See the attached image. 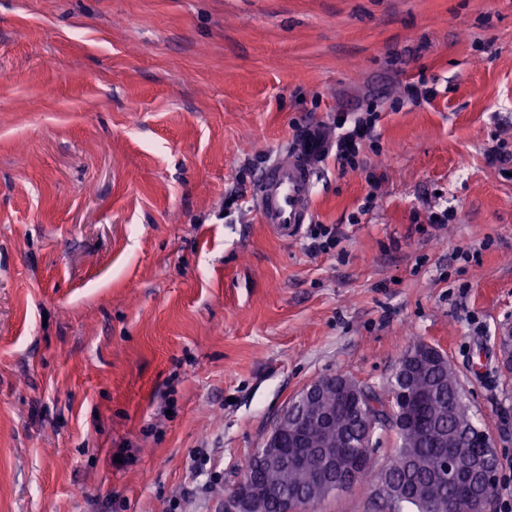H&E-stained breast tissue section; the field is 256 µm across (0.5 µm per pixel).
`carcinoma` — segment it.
<instances>
[{
    "label": "carcinoma",
    "instance_id": "cac0c4a2",
    "mask_svg": "<svg viewBox=\"0 0 512 512\" xmlns=\"http://www.w3.org/2000/svg\"><path fill=\"white\" fill-rule=\"evenodd\" d=\"M407 385L426 392L427 398L410 407L414 424L406 428L387 422L385 408L395 403L392 381L382 386L364 385L366 393L347 403L336 393L327 392L318 402L291 403L290 408L308 423V438L320 443L328 438L332 448L354 454L362 450L364 440L360 415L368 418L375 430L374 440L391 431L395 453L390 463L380 469L376 484L387 481L398 495L386 500L393 512H446L448 499L464 501L469 494L467 474L457 471L448 480L440 469L448 449L481 451L479 427L462 402L457 375L445 355L423 356ZM275 493L266 512H308L333 492L328 485L316 484L305 464L283 463L276 472Z\"/></svg>",
    "mask_w": 512,
    "mask_h": 512
}]
</instances>
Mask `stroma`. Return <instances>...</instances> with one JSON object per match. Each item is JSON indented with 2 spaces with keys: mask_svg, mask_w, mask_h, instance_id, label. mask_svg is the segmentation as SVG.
<instances>
[{
  "mask_svg": "<svg viewBox=\"0 0 512 512\" xmlns=\"http://www.w3.org/2000/svg\"><path fill=\"white\" fill-rule=\"evenodd\" d=\"M371 100L380 152L315 165L336 248L225 210L297 126ZM496 151L512 0H0V512H224L305 385L384 384L416 339L447 354L512 512ZM315 512L387 510L357 485Z\"/></svg>",
  "mask_w": 512,
  "mask_h": 512,
  "instance_id": "stroma-1",
  "label": "stroma"
}]
</instances>
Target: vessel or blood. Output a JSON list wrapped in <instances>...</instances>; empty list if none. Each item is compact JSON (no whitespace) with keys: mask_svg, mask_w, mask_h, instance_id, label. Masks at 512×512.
I'll use <instances>...</instances> for the list:
<instances>
[{"mask_svg":"<svg viewBox=\"0 0 512 512\" xmlns=\"http://www.w3.org/2000/svg\"><path fill=\"white\" fill-rule=\"evenodd\" d=\"M314 188L315 169L309 154L281 149L256 179L253 203L259 222L279 239L298 237L311 217Z\"/></svg>","mask_w":512,"mask_h":512,"instance_id":"obj_1","label":"vessel or blood"}]
</instances>
